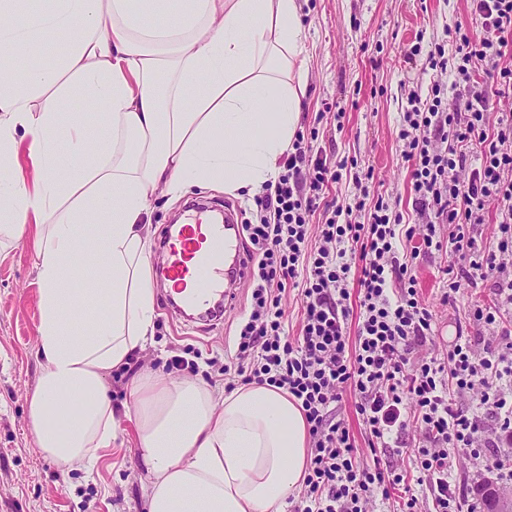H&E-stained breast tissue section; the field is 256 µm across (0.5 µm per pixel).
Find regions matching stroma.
<instances>
[{"mask_svg":"<svg viewBox=\"0 0 512 512\" xmlns=\"http://www.w3.org/2000/svg\"><path fill=\"white\" fill-rule=\"evenodd\" d=\"M309 55L306 108L300 130L309 146L339 160L357 158L371 168L372 194L389 200L405 220L417 221L411 191V167L396 140L409 91L427 93L431 72L423 55L412 56L415 45L430 49L445 29L463 27L476 32L480 23L468 0H299ZM339 106L343 118L331 113ZM231 204L243 218L254 219L252 197L194 185L175 201L155 194L150 213L152 243H159L167 224L190 202ZM458 255L440 251L421 256L411 273L421 301L431 315V332L417 348L420 356L446 358L457 333L471 341L490 336L474 323L473 308L491 304L495 281L506 270H492L467 282L453 302L443 300L448 266ZM236 302L222 320L184 322L164 302L162 288L154 290V336L135 352L141 370L166 371L168 359L183 350L197 356L191 377L223 383L219 362L232 349L242 317L250 313L251 286H234ZM39 296L31 241L0 246V512H145V477L135 453L131 420H123V441L106 449L93 470L60 466L43 457L29 429L28 397L43 361L37 354ZM364 460L379 458L382 466L404 471L421 433L416 426L371 451L364 425L353 401L339 410Z\"/></svg>","mask_w":512,"mask_h":512,"instance_id":"1","label":"stroma"}]
</instances>
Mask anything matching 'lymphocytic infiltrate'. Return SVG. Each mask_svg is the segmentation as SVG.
<instances>
[{"label":"lymphocytic infiltrate","instance_id":"obj_1","mask_svg":"<svg viewBox=\"0 0 512 512\" xmlns=\"http://www.w3.org/2000/svg\"><path fill=\"white\" fill-rule=\"evenodd\" d=\"M482 30L462 27L432 44L427 95H411L397 140L412 164V191L425 223L406 224L384 198H371V173L349 171L347 161L316 156L295 139L281 171L256 204L257 223L242 227L253 260L252 309L242 322L233 357L225 361L226 390L257 381L286 390L302 409L312 440L301 500L294 512H364L379 496L390 499L402 474L361 462L344 419L345 396L356 399L372 447H387L393 434L421 425L425 444L413 451L418 483L432 512H481L462 490L458 458L477 471L505 479L499 448L512 446V333L501 330L512 315V278L496 281V301L476 307L475 322L497 327L482 354L455 338L446 361L413 357L426 341L432 316L419 299L408 268L420 254L452 245L466 267L448 274L446 298L463 280L512 256V113L497 105L512 91V0H470ZM465 101L450 108L449 94ZM351 176L357 189L342 207L326 197L333 183ZM496 209L493 249L470 232ZM322 213L320 240L308 230ZM448 225L441 236L439 225ZM302 279V328L285 333L282 295ZM359 285L357 333L348 336L349 282ZM479 390L475 405L456 406V395Z\"/></svg>","mask_w":512,"mask_h":512}]
</instances>
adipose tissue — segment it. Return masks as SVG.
Instances as JSON below:
<instances>
[{"mask_svg": "<svg viewBox=\"0 0 512 512\" xmlns=\"http://www.w3.org/2000/svg\"><path fill=\"white\" fill-rule=\"evenodd\" d=\"M0 0V49L69 32L54 66L0 67V238L34 234L43 370L29 428L43 456L94 465L134 418L147 512H280L309 465L286 390L227 391L147 371L116 407L106 376L154 327L150 206L191 185L261 191L300 124L309 79L298 0ZM83 96L94 117L63 118ZM32 148L19 156L20 138ZM100 288H79L86 266Z\"/></svg>", "mask_w": 512, "mask_h": 512, "instance_id": "obj_1", "label": "adipose tissue"}]
</instances>
